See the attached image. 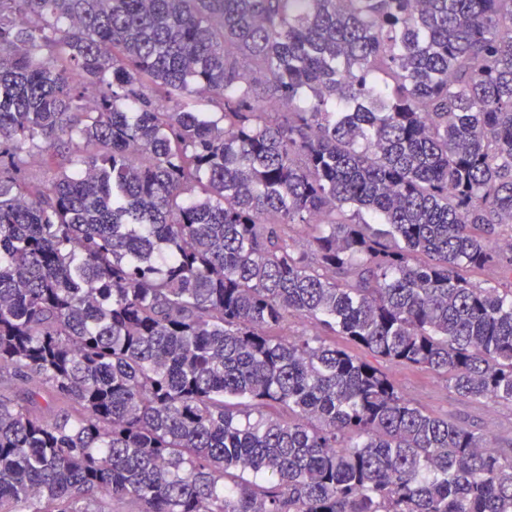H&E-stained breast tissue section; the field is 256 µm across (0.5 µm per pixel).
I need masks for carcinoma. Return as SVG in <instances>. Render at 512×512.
Returning <instances> with one entry per match:
<instances>
[{
    "mask_svg": "<svg viewBox=\"0 0 512 512\" xmlns=\"http://www.w3.org/2000/svg\"><path fill=\"white\" fill-rule=\"evenodd\" d=\"M505 225L512 0H0V512H512ZM471 279L473 281L489 280L493 285H499L500 288H505L512 283V267L507 263H502L492 269H484L472 273ZM329 341H336V346L356 358L378 365L404 395L427 412L461 422L486 435L495 448H512V404L468 401L457 395L448 385V379L438 373L405 364L376 362L344 336Z\"/></svg>",
    "mask_w": 512,
    "mask_h": 512,
    "instance_id": "obj_1",
    "label": "carcinoma"
}]
</instances>
